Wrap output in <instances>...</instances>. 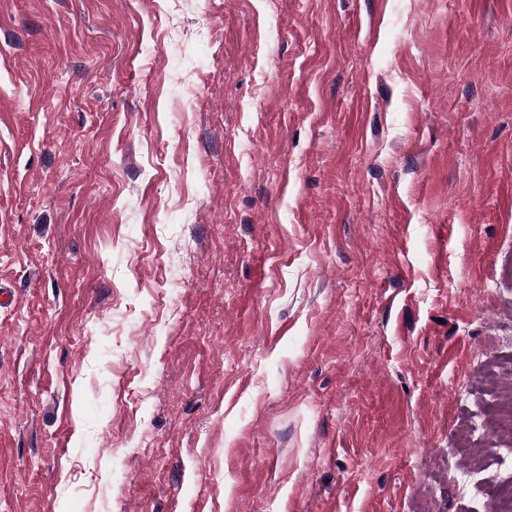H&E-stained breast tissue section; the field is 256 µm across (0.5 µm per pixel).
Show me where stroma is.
I'll return each instance as SVG.
<instances>
[{"label": "stroma", "instance_id": "obj_1", "mask_svg": "<svg viewBox=\"0 0 512 512\" xmlns=\"http://www.w3.org/2000/svg\"><path fill=\"white\" fill-rule=\"evenodd\" d=\"M0 287V512H488L512 0H0Z\"/></svg>", "mask_w": 512, "mask_h": 512}]
</instances>
